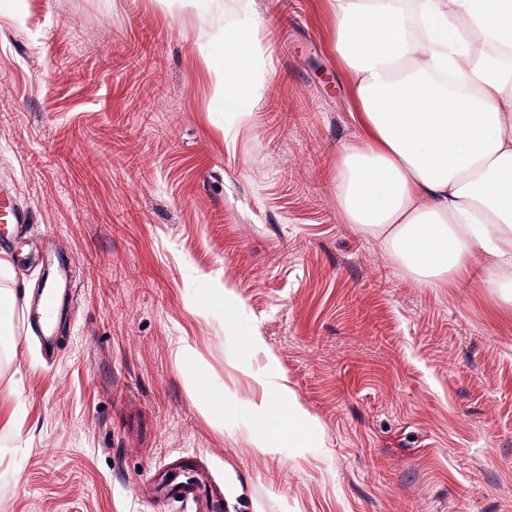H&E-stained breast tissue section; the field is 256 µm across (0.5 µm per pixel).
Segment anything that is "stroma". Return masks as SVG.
<instances>
[{
	"label": "stroma",
	"mask_w": 512,
	"mask_h": 512,
	"mask_svg": "<svg viewBox=\"0 0 512 512\" xmlns=\"http://www.w3.org/2000/svg\"><path fill=\"white\" fill-rule=\"evenodd\" d=\"M250 30L270 74L233 115L212 49ZM335 42L330 0H0V188L34 217L0 278V512H189L142 490L188 453L224 512H512V306L348 222ZM50 256L48 359L25 314ZM272 363L315 447L255 448ZM69 293V288L63 277L62 267H60L58 273L49 278L42 292L29 308L28 321L30 324H36L39 326L43 336V345L47 350H53L55 326L40 324L39 316L37 315V307L40 297L44 294L47 307H50L52 303L57 305L58 308L64 309L68 303Z\"/></svg>",
	"instance_id": "35a3bbf8"
}]
</instances>
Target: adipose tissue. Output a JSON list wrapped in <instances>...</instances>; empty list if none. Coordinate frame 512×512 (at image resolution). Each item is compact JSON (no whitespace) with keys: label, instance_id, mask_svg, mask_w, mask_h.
<instances>
[{"label":"adipose tissue","instance_id":"ef3b65f1","mask_svg":"<svg viewBox=\"0 0 512 512\" xmlns=\"http://www.w3.org/2000/svg\"><path fill=\"white\" fill-rule=\"evenodd\" d=\"M336 53L354 86L363 137L341 153L337 200L418 281L482 262L512 305V0H332ZM269 61L259 41L225 43L215 91L225 108L258 99ZM252 417L266 454L308 447L320 424L287 377H259Z\"/></svg>","mask_w":512,"mask_h":512}]
</instances>
